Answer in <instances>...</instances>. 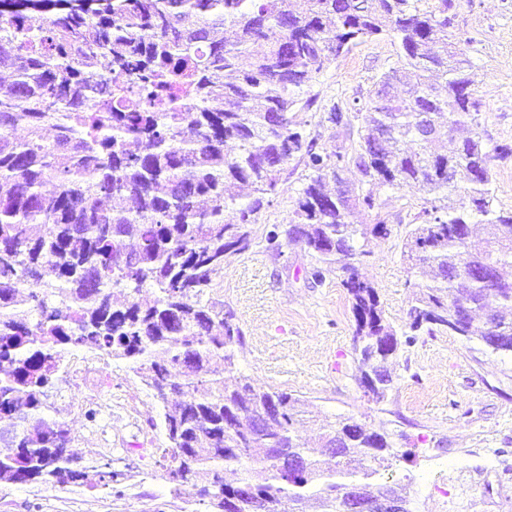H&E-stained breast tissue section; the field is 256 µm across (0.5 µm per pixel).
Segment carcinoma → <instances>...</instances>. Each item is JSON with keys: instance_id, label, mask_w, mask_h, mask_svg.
<instances>
[{"instance_id": "obj_1", "label": "carcinoma", "mask_w": 512, "mask_h": 512, "mask_svg": "<svg viewBox=\"0 0 512 512\" xmlns=\"http://www.w3.org/2000/svg\"><path fill=\"white\" fill-rule=\"evenodd\" d=\"M452 0H0V482L57 487L103 479L71 452L48 389L72 348L130 369L163 410L172 491L198 488L213 512H343L345 491L374 499L398 455L391 434L353 417L323 420L315 446L305 402L260 390L238 368L240 327L210 297L224 257L248 248L250 224L305 152L312 171L286 236L332 265L351 299L369 400L385 401V364L425 333L512 355V211L494 207L493 166L507 144L479 134L449 150L427 135L439 118L476 122L464 50L448 41ZM398 66L375 85L350 158L306 146L304 87L378 36ZM52 138L44 136L46 129ZM354 164L361 185L324 188ZM53 185L47 192L44 187ZM415 189L427 206L402 251L429 274L400 339L352 260L386 236L350 221L374 188ZM464 189L470 209L449 211ZM252 196L245 205L236 191ZM154 298L143 302V289ZM336 458V470L320 457ZM268 472L253 480L257 468Z\"/></svg>"}]
</instances>
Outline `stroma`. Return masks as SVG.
<instances>
[{
  "instance_id": "1",
  "label": "stroma",
  "mask_w": 512,
  "mask_h": 512,
  "mask_svg": "<svg viewBox=\"0 0 512 512\" xmlns=\"http://www.w3.org/2000/svg\"><path fill=\"white\" fill-rule=\"evenodd\" d=\"M454 3L449 36L468 59L479 102L477 130L511 144L512 0ZM397 51L389 37L369 40L305 87L296 120L315 152H355L361 114L351 113L350 126L339 128L328 112L336 103L368 102ZM308 174L305 154L284 166L277 195L250 226L249 248L226 258L224 277L212 292L245 336L240 371L260 387L286 390L309 404L304 438L315 439L323 418L338 415L394 433L404 455L393 465L394 477L405 481L413 512H512V357L460 336L423 334L389 361L393 389L387 400L369 402L358 382L343 273L330 270L316 283L310 277L315 259L303 247L285 241L279 252L267 248L268 230L288 226ZM423 206L422 195L386 187L377 193L375 211L352 217L367 225L381 217L390 228L389 235L370 237L355 264L400 332L419 281L401 251ZM65 384L58 379L47 398L50 416L66 421L75 450L93 457L100 471L117 473V480L94 488L1 483L0 512H207L195 488L172 493L163 476L168 442L161 409L125 363L107 360L96 380L70 391ZM109 395L120 404L107 410Z\"/></svg>"
}]
</instances>
